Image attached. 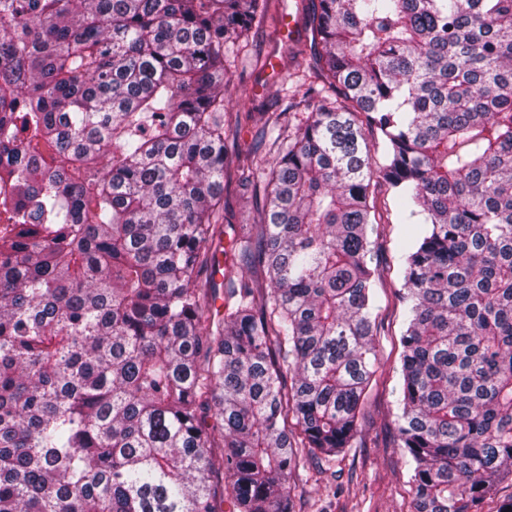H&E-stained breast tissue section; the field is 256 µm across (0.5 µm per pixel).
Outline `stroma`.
<instances>
[{
	"label": "stroma",
	"mask_w": 512,
	"mask_h": 512,
	"mask_svg": "<svg viewBox=\"0 0 512 512\" xmlns=\"http://www.w3.org/2000/svg\"><path fill=\"white\" fill-rule=\"evenodd\" d=\"M303 5V0H268L265 13L256 18L254 41L225 44L226 111L278 112L287 106L291 52L308 49L311 36L303 29L297 38L288 40L277 37L276 30L285 19H302ZM271 60L277 65L273 75L266 70ZM386 208L378 261L389 273L375 297L384 324L377 344L378 383L368 394L361 433L350 447L331 457L321 472L302 467L294 473L296 512H407L410 473L397 443L393 416L404 329V312L395 290L402 282L400 242L407 226L398 216L394 199H387Z\"/></svg>",
	"instance_id": "35a3bbf8"
}]
</instances>
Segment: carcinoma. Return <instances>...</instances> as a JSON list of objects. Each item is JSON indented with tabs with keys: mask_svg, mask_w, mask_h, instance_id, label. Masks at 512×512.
I'll use <instances>...</instances> for the list:
<instances>
[{
	"mask_svg": "<svg viewBox=\"0 0 512 512\" xmlns=\"http://www.w3.org/2000/svg\"><path fill=\"white\" fill-rule=\"evenodd\" d=\"M265 2L0 0V512H295L377 381L381 194L418 219L410 512L512 479V0H309L299 101L231 152L222 49ZM232 172L257 216L215 321Z\"/></svg>",
	"mask_w": 512,
	"mask_h": 512,
	"instance_id": "cac0c4a2",
	"label": "carcinoma"
}]
</instances>
